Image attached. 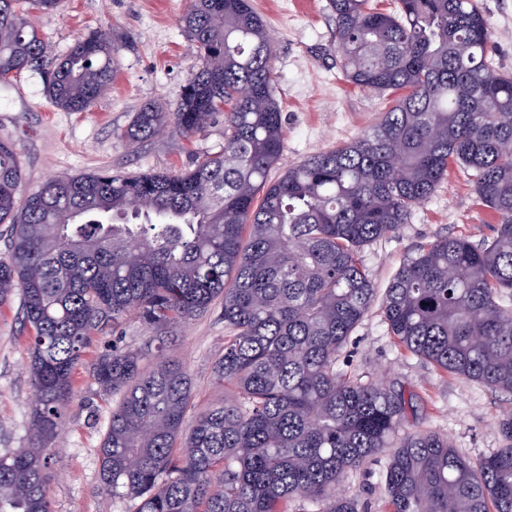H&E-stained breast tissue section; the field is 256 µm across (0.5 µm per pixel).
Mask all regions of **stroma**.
<instances>
[{"instance_id":"1","label":"stroma","mask_w":512,"mask_h":512,"mask_svg":"<svg viewBox=\"0 0 512 512\" xmlns=\"http://www.w3.org/2000/svg\"><path fill=\"white\" fill-rule=\"evenodd\" d=\"M491 30L493 67L512 74V0H478ZM273 38L277 96L285 140L271 169L277 179L289 165L351 142L376 124L388 98L351 87L336 63V22L329 0H252ZM189 0H64L42 15L38 26L53 55H65L85 34L112 36L116 79L86 112H68L49 101L40 76L22 71L0 85V141L12 144L23 171L19 197L49 179L107 170L120 174L178 172L224 146V119L216 117L201 134L187 138L168 130L128 146L121 134L148 100L175 109L196 64L180 26ZM496 219L477 198L469 173L449 169L436 192L418 206L395 235L365 246L360 260L377 290H385L406 259L445 236L481 243ZM20 300L0 304V455L26 447L32 384L26 368L29 338L19 319ZM168 355L192 380L189 417L221 403L227 387L213 378L212 366L224 349L220 304L173 327ZM147 351L154 334L136 316L118 329L94 332L73 374L66 422L52 451L55 480L52 512H134L129 500L104 492L98 450L113 407L90 369L112 345ZM336 369L344 377L381 381L414 395L417 412L407 430L428 429L447 436L461 454L479 459L503 446L499 415L512 411V396L435 368L399 346L380 306L358 324L341 350ZM384 457L352 473L343 489L360 495L368 512H389L384 499Z\"/></svg>"}]
</instances>
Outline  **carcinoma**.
<instances>
[{
    "label": "carcinoma",
    "mask_w": 512,
    "mask_h": 512,
    "mask_svg": "<svg viewBox=\"0 0 512 512\" xmlns=\"http://www.w3.org/2000/svg\"><path fill=\"white\" fill-rule=\"evenodd\" d=\"M61 3L0 0V82L36 72L53 105L85 112L112 86V37L52 55L31 16ZM330 7L346 81L391 106L272 183L286 132L274 43L250 0H190L181 25L197 65L180 102L144 103L123 133L131 146L168 128L189 138L223 114L224 149L192 168L55 177L21 199V166L0 142V304L20 295L33 384L31 445L0 455V512H51L49 445L93 331L135 314L163 333L216 301L229 336L213 373L235 392L193 421L190 377L164 337L148 369L145 353L116 344L92 365L117 397L99 449L113 498L136 512H360L340 486L384 455L390 512H512L511 413L504 447L473 460L433 431L403 430L413 395L336 371L376 297L361 248L395 233L456 164L499 218L492 237L419 249L381 309L410 353L512 395V76L488 61L475 0Z\"/></svg>",
    "instance_id": "cac0c4a2"
}]
</instances>
